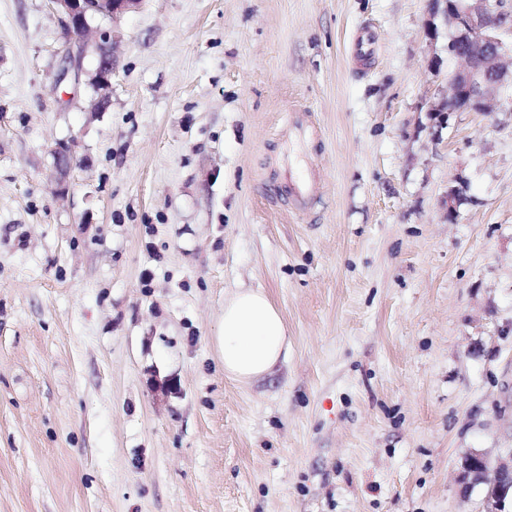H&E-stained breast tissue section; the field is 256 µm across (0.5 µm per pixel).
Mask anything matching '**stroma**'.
<instances>
[{
    "mask_svg": "<svg viewBox=\"0 0 512 512\" xmlns=\"http://www.w3.org/2000/svg\"><path fill=\"white\" fill-rule=\"evenodd\" d=\"M444 8L142 0L99 23L94 113L51 0H0V512H486L461 473L512 449V88L436 119ZM240 288L288 332L247 383L217 344ZM53 164L58 174L56 191L64 194L67 189V178L73 169L76 160L67 144L58 143L51 149ZM282 194H286L299 208H304L316 194L315 182L305 177H294L292 171L280 185Z\"/></svg>",
    "mask_w": 512,
    "mask_h": 512,
    "instance_id": "1",
    "label": "stroma"
}]
</instances>
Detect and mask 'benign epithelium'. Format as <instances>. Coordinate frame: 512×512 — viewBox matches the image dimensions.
I'll use <instances>...</instances> for the list:
<instances>
[{
    "label": "benign epithelium",
    "mask_w": 512,
    "mask_h": 512,
    "mask_svg": "<svg viewBox=\"0 0 512 512\" xmlns=\"http://www.w3.org/2000/svg\"><path fill=\"white\" fill-rule=\"evenodd\" d=\"M62 15L70 47L79 56L90 52L97 58L89 84L95 94L91 111L104 112L111 100L113 49L116 35L101 30L92 22L102 18L114 19L118 15L138 8L142 0H50ZM501 0H446L445 18L455 35L448 43V52L461 63V68L448 75V99L438 111L464 110L491 111V103L507 86H512V71L505 68L503 59L512 56L508 47L496 36L503 25ZM53 164L58 174L56 191L67 189V178L76 160L68 145L59 143L51 149ZM479 467L492 472L496 481L506 485L499 491L494 512H508L512 506L505 498L507 487L512 486V452L491 461L480 459Z\"/></svg>",
    "instance_id": "7a95c632"
}]
</instances>
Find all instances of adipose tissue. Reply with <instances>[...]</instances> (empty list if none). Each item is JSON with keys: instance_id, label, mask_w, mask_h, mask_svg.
<instances>
[{"instance_id": "obj_1", "label": "adipose tissue", "mask_w": 512, "mask_h": 512, "mask_svg": "<svg viewBox=\"0 0 512 512\" xmlns=\"http://www.w3.org/2000/svg\"><path fill=\"white\" fill-rule=\"evenodd\" d=\"M218 344L225 375L249 382L270 372L287 353L288 334L279 311L263 290L240 289L224 303Z\"/></svg>"}]
</instances>
